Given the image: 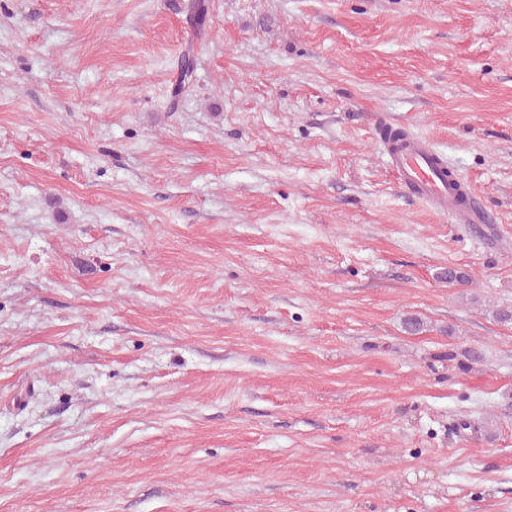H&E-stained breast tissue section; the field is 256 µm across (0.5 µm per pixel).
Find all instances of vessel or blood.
Masks as SVG:
<instances>
[{"mask_svg":"<svg viewBox=\"0 0 512 512\" xmlns=\"http://www.w3.org/2000/svg\"><path fill=\"white\" fill-rule=\"evenodd\" d=\"M389 158L401 185L412 197L437 211L448 213L458 224H486L490 216L472 194H461L448 176V164L425 139L411 135Z\"/></svg>","mask_w":512,"mask_h":512,"instance_id":"obj_1","label":"vessel or blood"}]
</instances>
